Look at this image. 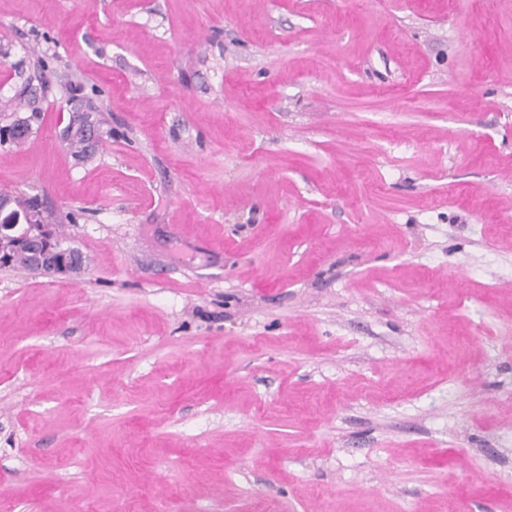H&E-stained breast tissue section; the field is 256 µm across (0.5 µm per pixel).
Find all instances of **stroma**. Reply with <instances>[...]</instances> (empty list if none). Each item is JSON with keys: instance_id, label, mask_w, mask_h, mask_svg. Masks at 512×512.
Listing matches in <instances>:
<instances>
[{"instance_id": "1", "label": "stroma", "mask_w": 512, "mask_h": 512, "mask_svg": "<svg viewBox=\"0 0 512 512\" xmlns=\"http://www.w3.org/2000/svg\"><path fill=\"white\" fill-rule=\"evenodd\" d=\"M26 117L0 512H512V0H0ZM62 135L66 139L70 136L77 135L80 137L76 141L78 144H83L82 138H84L87 143L93 144L97 139V130L93 123H89L83 115L77 114L73 116L72 122L64 128ZM39 210L33 206L21 214L12 210L7 200L0 199V268L11 267L13 250L25 248L36 271L68 279L84 267L83 256L78 251L61 247L49 224H44L41 219ZM19 225H23L20 230Z\"/></svg>"}]
</instances>
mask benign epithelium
<instances>
[{
    "mask_svg": "<svg viewBox=\"0 0 512 512\" xmlns=\"http://www.w3.org/2000/svg\"><path fill=\"white\" fill-rule=\"evenodd\" d=\"M30 133L26 122H17L0 131L9 140L21 141ZM62 135L64 138L77 135L92 144L97 139L95 126L77 114ZM25 248L31 255L36 270L59 278L70 277L77 269L84 267L80 252L65 249L54 238L49 225L41 219L39 208L20 213L10 208V203L0 199V268L11 266L12 252Z\"/></svg>",
    "mask_w": 512,
    "mask_h": 512,
    "instance_id": "7a95c632",
    "label": "benign epithelium"
}]
</instances>
